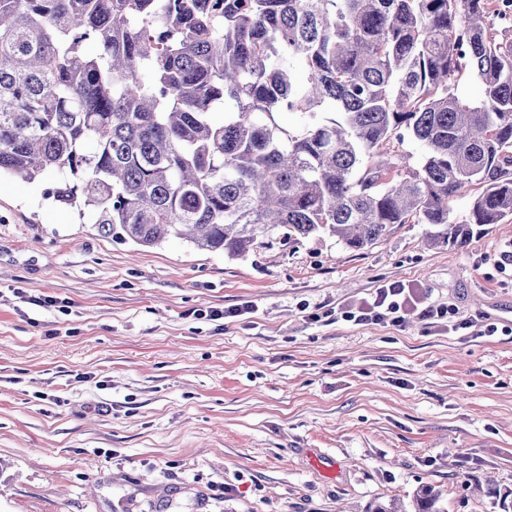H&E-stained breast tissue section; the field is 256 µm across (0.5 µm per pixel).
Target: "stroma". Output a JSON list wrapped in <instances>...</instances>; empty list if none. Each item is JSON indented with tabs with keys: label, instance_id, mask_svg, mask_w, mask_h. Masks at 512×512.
I'll list each match as a JSON object with an SVG mask.
<instances>
[{
	"label": "stroma",
	"instance_id": "1",
	"mask_svg": "<svg viewBox=\"0 0 512 512\" xmlns=\"http://www.w3.org/2000/svg\"><path fill=\"white\" fill-rule=\"evenodd\" d=\"M45 189L0 177V512H366L425 485L512 512V219L231 258L114 240ZM393 281L470 328L343 319Z\"/></svg>",
	"mask_w": 512,
	"mask_h": 512
}]
</instances>
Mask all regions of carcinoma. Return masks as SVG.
Returning <instances> with one entry per match:
<instances>
[{
    "label": "carcinoma",
    "instance_id": "cac0c4a2",
    "mask_svg": "<svg viewBox=\"0 0 512 512\" xmlns=\"http://www.w3.org/2000/svg\"><path fill=\"white\" fill-rule=\"evenodd\" d=\"M2 172L141 247L361 251L412 223L462 247L512 218V0H0Z\"/></svg>",
    "mask_w": 512,
    "mask_h": 512
}]
</instances>
